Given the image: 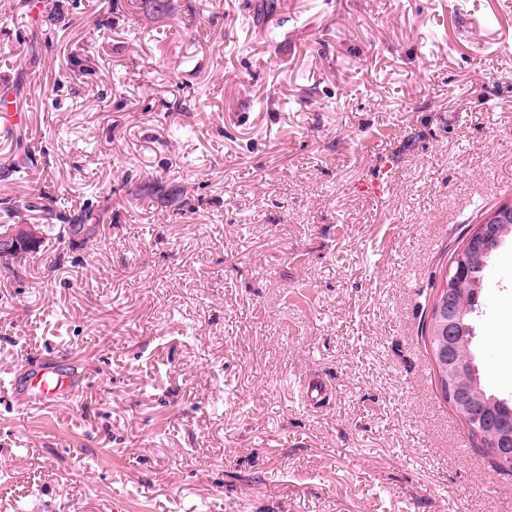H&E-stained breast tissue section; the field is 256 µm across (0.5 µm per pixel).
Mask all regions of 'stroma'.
<instances>
[{"label": "stroma", "instance_id": "1", "mask_svg": "<svg viewBox=\"0 0 512 512\" xmlns=\"http://www.w3.org/2000/svg\"><path fill=\"white\" fill-rule=\"evenodd\" d=\"M31 2L0 0L36 158L8 175L0 139V225L40 223L36 189L105 220L0 263V512H512L421 337L463 230L512 202V0ZM486 281L510 399L511 241ZM46 362L79 392L28 408Z\"/></svg>", "mask_w": 512, "mask_h": 512}]
</instances>
